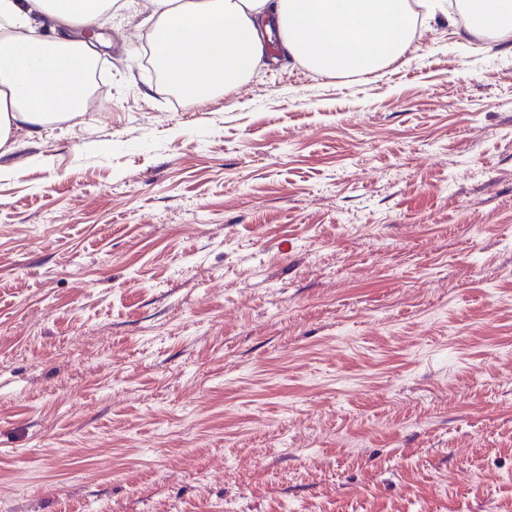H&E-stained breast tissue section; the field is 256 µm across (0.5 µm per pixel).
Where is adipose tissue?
<instances>
[{"label": "adipose tissue", "instance_id": "ef3b65f1", "mask_svg": "<svg viewBox=\"0 0 512 512\" xmlns=\"http://www.w3.org/2000/svg\"><path fill=\"white\" fill-rule=\"evenodd\" d=\"M466 0L477 17L468 32L512 38V0ZM153 47L170 85L186 86L205 102L236 90L258 69L268 43L320 74L365 73L403 55L417 26L452 22L446 0H149ZM132 0H0V157L15 149L16 133L84 113L76 65L96 58L61 27L98 25Z\"/></svg>", "mask_w": 512, "mask_h": 512}]
</instances>
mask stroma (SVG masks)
Here are the masks:
<instances>
[{
	"label": "stroma",
	"instance_id": "1",
	"mask_svg": "<svg viewBox=\"0 0 512 512\" xmlns=\"http://www.w3.org/2000/svg\"><path fill=\"white\" fill-rule=\"evenodd\" d=\"M136 4L0 158V512H512V41L193 103Z\"/></svg>",
	"mask_w": 512,
	"mask_h": 512
}]
</instances>
